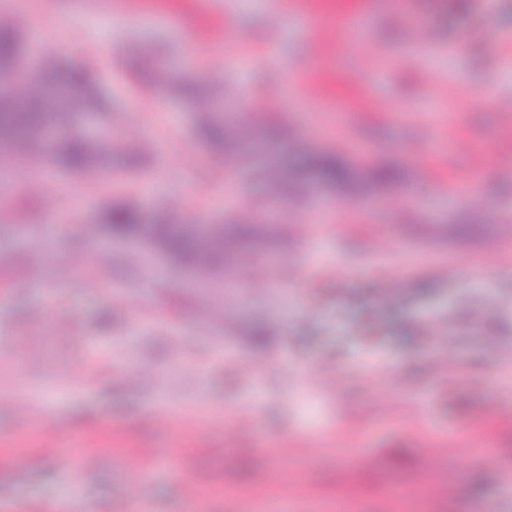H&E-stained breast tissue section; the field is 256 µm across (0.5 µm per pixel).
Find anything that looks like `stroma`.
<instances>
[{"label":"stroma","mask_w":512,"mask_h":512,"mask_svg":"<svg viewBox=\"0 0 512 512\" xmlns=\"http://www.w3.org/2000/svg\"><path fill=\"white\" fill-rule=\"evenodd\" d=\"M0 4L92 70L116 120L82 131L122 143L105 179L0 169V512H50L68 490L75 512H330L345 496L355 512H512V0ZM186 77L249 90L241 121L281 126L291 164L333 151L401 176L276 195L263 151L198 139L202 104L173 91ZM98 204L309 234L203 292L86 236ZM447 263L452 280L425 276ZM381 266L401 275L389 302ZM442 357L452 381L429 369ZM451 440L459 453L428 457Z\"/></svg>","instance_id":"obj_1"}]
</instances>
